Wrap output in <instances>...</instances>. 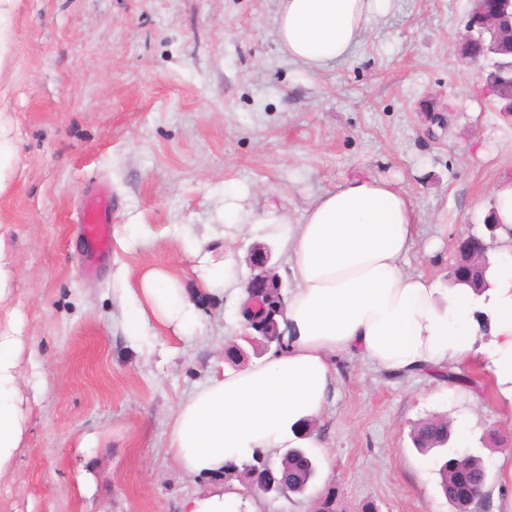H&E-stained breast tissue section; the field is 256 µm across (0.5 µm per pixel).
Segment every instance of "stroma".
Masks as SVG:
<instances>
[{"label": "stroma", "instance_id": "1", "mask_svg": "<svg viewBox=\"0 0 512 512\" xmlns=\"http://www.w3.org/2000/svg\"><path fill=\"white\" fill-rule=\"evenodd\" d=\"M474 0H389L353 53L320 73L289 61L276 0H0V237L17 319L23 440L0 475V512H182L212 478L166 452L178 401L238 335L233 301L201 290L199 253L231 254L240 281L252 248L275 243L227 226L269 205L301 223L345 180L376 176L419 216L408 267L447 279L460 234H482L492 185L512 175V118L496 109L460 42ZM444 123H437L436 113ZM112 194V257L84 273L78 230L90 194ZM438 250H431L433 241ZM173 274L198 306L187 336L128 333L136 273ZM336 393L312 424L318 471L301 494L259 496V512H450L413 430L466 417L451 445L478 450L488 512H506L512 415L483 361L468 382L394 375L336 360Z\"/></svg>", "mask_w": 512, "mask_h": 512}]
</instances>
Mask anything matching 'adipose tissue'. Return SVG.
Instances as JSON below:
<instances>
[{
  "label": "adipose tissue",
  "instance_id": "obj_1",
  "mask_svg": "<svg viewBox=\"0 0 512 512\" xmlns=\"http://www.w3.org/2000/svg\"><path fill=\"white\" fill-rule=\"evenodd\" d=\"M385 0H278L279 42L289 59L312 72L346 59L372 10ZM500 226L490 251L489 289L466 288L406 269L419 217L408 195L374 176L346 180L316 198L301 223L270 209L240 221L278 239L287 255L288 291L281 349L230 369L213 367L206 381L176 405L166 448L189 475L223 476L253 454L281 459L288 448H315L306 428L323 414L336 383L333 359L358 353L395 374L446 370L483 356L512 406V178L493 188ZM205 291L246 294L229 259L201 258ZM130 331L153 322L190 333L194 303L168 273L144 271L129 291ZM17 326L0 330V472L19 447L24 420L14 404ZM251 491L236 478L186 512H237Z\"/></svg>",
  "mask_w": 512,
  "mask_h": 512
}]
</instances>
